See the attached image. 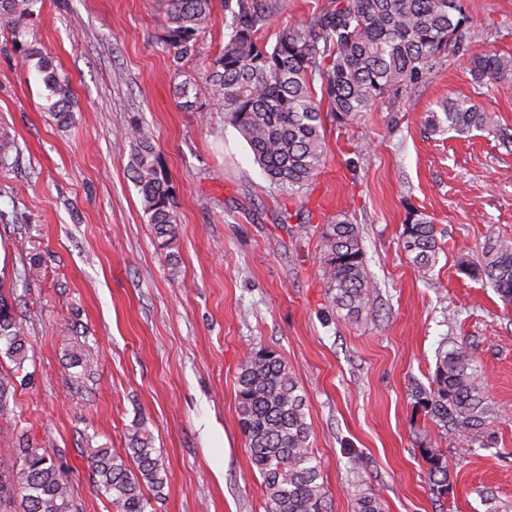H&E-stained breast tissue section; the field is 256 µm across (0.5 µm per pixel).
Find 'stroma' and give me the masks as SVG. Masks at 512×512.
Returning a JSON list of instances; mask_svg holds the SVG:
<instances>
[{"mask_svg":"<svg viewBox=\"0 0 512 512\" xmlns=\"http://www.w3.org/2000/svg\"><path fill=\"white\" fill-rule=\"evenodd\" d=\"M462 36L408 95L378 99L359 121L326 123V160L306 199L271 185L223 110H182L157 22L163 0H42L25 48L65 74L76 105L60 124L0 26V283L14 292L28 377L0 414L57 466L78 471L74 512H109L92 486L90 449L123 452L133 422L167 466L157 512H266L238 424L236 373L267 348L307 398L311 448L331 512L358 487L385 512H512V304L466 275L485 243L512 239V153L484 131L432 133L438 103L469 98L512 126V89L479 86L470 59L512 55V0H463ZM184 61L202 78L226 39L224 0ZM149 132L169 179L179 233L161 247L128 170L131 121ZM433 221L441 251L427 277L399 247L411 212ZM343 213L358 224L374 281L359 319L325 294L313 229ZM472 348L497 413L473 452L412 397L435 371L442 337ZM96 367L73 383L74 357ZM447 457L445 495L425 449ZM363 458L360 474L349 453Z\"/></svg>","mask_w":512,"mask_h":512,"instance_id":"stroma-1","label":"stroma"}]
</instances>
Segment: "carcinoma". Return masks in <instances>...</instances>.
<instances>
[{
    "mask_svg": "<svg viewBox=\"0 0 512 512\" xmlns=\"http://www.w3.org/2000/svg\"><path fill=\"white\" fill-rule=\"evenodd\" d=\"M40 0H0V24L11 26L12 46L20 45L19 21L31 17ZM160 25L171 50L174 78L180 63L197 52L212 23V0H165ZM279 9L278 0H224L228 40L209 64L204 81L210 99L224 106L230 123L249 145L270 183L295 195L307 188L324 163L325 120L349 125L385 94L411 93L448 52V41L464 23L461 0H327L311 18L289 26L269 43L263 32ZM46 110L62 122L73 108L68 79L47 61L38 65ZM471 73L481 85L512 74V57L475 55ZM320 83L327 108L317 99ZM179 106L205 111L196 82L173 85ZM434 132L464 136L474 130L494 135L512 151V127L465 98L448 99L430 112ZM135 141L129 170L143 210L157 237L176 239L179 226L167 177L158 166L150 136L133 122ZM318 265L327 298L339 312L357 319L366 311L373 281L364 261L359 225L342 214L318 230ZM400 247L417 272L433 269L440 244L435 224L420 214L404 225ZM484 277L503 301L512 303V240L496 238L484 247L482 262L466 268ZM0 293V341L5 355L24 368L28 358L22 325ZM238 417L251 463L261 479L267 512H329L320 465L310 448L307 399L288 362L267 348L246 353L237 372ZM415 399L440 430L472 451L493 414L467 344L444 340L436 354L430 386L415 388ZM20 464L0 467V508L20 500L21 512H73L72 476L40 449L18 437ZM429 480L448 492V460L427 452ZM91 479L115 512H152V499L167 485L164 460L151 433L134 422L123 453L93 448L87 455ZM353 512H384L381 498L364 491Z\"/></svg>",
    "mask_w": 512,
    "mask_h": 512,
    "instance_id": "1",
    "label": "carcinoma"
}]
</instances>
